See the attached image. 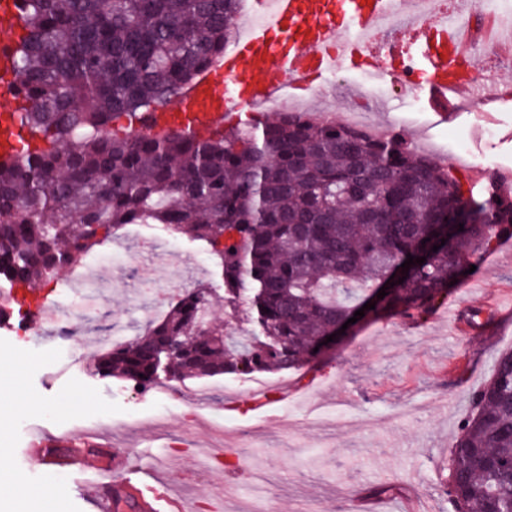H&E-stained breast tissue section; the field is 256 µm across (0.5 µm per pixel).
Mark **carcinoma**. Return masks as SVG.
I'll return each mask as SVG.
<instances>
[{
	"instance_id": "cac0c4a2",
	"label": "carcinoma",
	"mask_w": 512,
	"mask_h": 512,
	"mask_svg": "<svg viewBox=\"0 0 512 512\" xmlns=\"http://www.w3.org/2000/svg\"><path fill=\"white\" fill-rule=\"evenodd\" d=\"M22 2L10 68L29 102L18 122L37 147L0 157V280L35 293L56 265L80 259L78 238L159 224L205 244L228 315L248 305L240 338L204 290L190 291L102 351L104 376L145 391L161 382L163 358L182 380L298 371L350 334L342 325L367 302L365 321L419 320L512 238V186L477 197L401 133L291 111L206 137L137 132L224 56L240 0ZM409 255L426 261L404 273ZM450 459L446 491L463 493L466 512H512L511 351L473 396Z\"/></svg>"
}]
</instances>
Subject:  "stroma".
<instances>
[{
	"label": "stroma",
	"instance_id": "35a3bbf8",
	"mask_svg": "<svg viewBox=\"0 0 512 512\" xmlns=\"http://www.w3.org/2000/svg\"><path fill=\"white\" fill-rule=\"evenodd\" d=\"M360 94L370 97L374 90L366 66L356 64L318 81L306 98L310 111L326 112L349 106ZM417 96L418 112H411L408 96L398 95L374 113V122L385 127L411 113L405 133L420 151L443 150L464 137L473 158H494L489 177L512 173V101L459 106L442 121L429 108L426 90ZM487 126L499 132L494 142L480 133ZM146 232L160 246L141 262L113 253L108 241L94 249L95 310L84 321L69 317V333L36 328L20 338L0 329V361L25 363L22 388L32 405L7 417L0 437L6 471L21 475L28 488L48 492L63 512H97L88 492L101 479L93 460L61 467L29 457L38 424L48 437L92 435L116 458L112 478H124L131 467L146 482L164 479L196 501L197 512H212L223 491L233 495L226 512H252L246 474L253 469L261 470L277 512H308L314 503L320 512H346L355 494L372 498L378 512H454L442 480L449 450L472 394L491 378L495 357L512 349V318L490 316L475 334L434 315L422 322L394 316L365 323L313 366L267 374V397L243 392L239 377L209 378L214 394L193 430V445L175 448L158 439L154 422L167 417L170 439L180 438L186 402L176 392L167 397L97 375V342L116 317L127 319L131 331L144 328L138 264L160 272L174 255H194L209 263L205 286L220 291L224 284L199 242L157 224ZM477 275L480 288L459 287L448 297L460 314L481 297L512 295V240L489 252ZM219 426L238 434L226 466L208 458Z\"/></svg>",
	"mask_w": 512,
	"mask_h": 512
}]
</instances>
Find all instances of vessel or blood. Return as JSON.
Returning a JSON list of instances; mask_svg holds the SVG:
<instances>
[{
	"mask_svg": "<svg viewBox=\"0 0 512 512\" xmlns=\"http://www.w3.org/2000/svg\"><path fill=\"white\" fill-rule=\"evenodd\" d=\"M252 9L259 22L175 104L157 108L149 131L185 121L195 132L207 133L233 118L243 101L271 104L273 76H282L300 90L313 75L342 70L364 54L374 73H402L405 56L394 42L371 47L364 38L379 31L395 11L419 12L416 0H252ZM413 35L417 54L430 67L427 83L434 109L512 98V85L494 81L480 86L473 69L461 62L465 29L424 20L416 23ZM92 495L98 512H123L125 484H98ZM136 504L138 512H183L180 501L160 484L145 487Z\"/></svg>",
	"mask_w": 512,
	"mask_h": 512,
	"instance_id": "obj_1",
	"label": "vessel or blood"
}]
</instances>
